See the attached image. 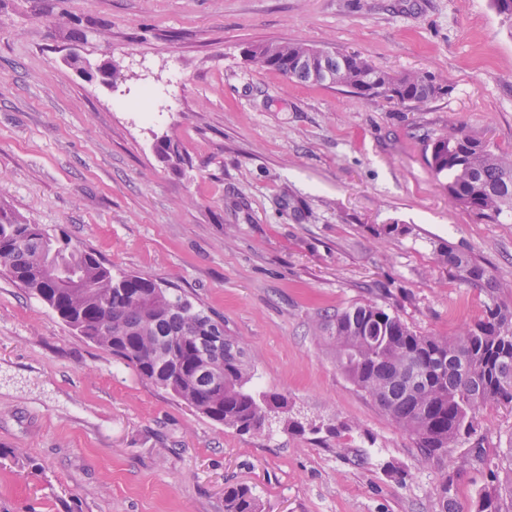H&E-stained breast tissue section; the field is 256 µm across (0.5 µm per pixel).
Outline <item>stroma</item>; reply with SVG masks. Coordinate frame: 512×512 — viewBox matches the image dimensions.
<instances>
[{"instance_id": "1", "label": "stroma", "mask_w": 512, "mask_h": 512, "mask_svg": "<svg viewBox=\"0 0 512 512\" xmlns=\"http://www.w3.org/2000/svg\"><path fill=\"white\" fill-rule=\"evenodd\" d=\"M283 41L423 70L451 91L408 108L249 64L248 47ZM147 87L149 120L130 106ZM454 122L512 152V28L490 0H0V206L190 296L246 348L257 390L319 428H224L0 272V512H224L235 484L262 512H439L443 465L470 512L490 475L469 443L419 462L320 328L371 301L454 335L488 297L434 263L447 246L512 306V219L476 220L427 163ZM161 139L180 168L158 157ZM386 224L409 232L377 237ZM478 422L501 457L512 409Z\"/></svg>"}]
</instances>
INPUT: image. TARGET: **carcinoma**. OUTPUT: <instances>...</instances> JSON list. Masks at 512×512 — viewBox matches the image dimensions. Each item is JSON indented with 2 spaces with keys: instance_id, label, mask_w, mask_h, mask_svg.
Here are the masks:
<instances>
[{
  "instance_id": "obj_1",
  "label": "carcinoma",
  "mask_w": 512,
  "mask_h": 512,
  "mask_svg": "<svg viewBox=\"0 0 512 512\" xmlns=\"http://www.w3.org/2000/svg\"><path fill=\"white\" fill-rule=\"evenodd\" d=\"M301 43L255 45L249 61L307 83L293 63L307 53ZM337 85L365 98H383L420 107L449 93V85L426 72L393 74L368 59L344 55ZM428 165L448 175V195L478 219L512 216V153L490 146L464 125L451 124L429 145ZM460 279L487 291L483 315L453 337L411 330L399 316L365 303L336 311L323 323L322 340L336 353V365L387 417L412 438L424 459H439L461 440L483 445L477 414L485 408H512V307L500 302L487 269L453 247L435 253ZM64 269L81 280L70 288L57 280ZM0 272L32 291L69 327L112 352L142 378L173 393L198 413L237 432L261 436L271 413L287 411L284 396L256 391L244 347L224 333L216 320L184 294L149 277L114 274L97 254L52 234L39 224L0 208ZM222 334L216 347L224 386L206 387L192 362L211 350L207 333ZM475 460L493 481L483 489L473 512H512V448L506 459ZM448 471L440 472L437 491L441 512L448 508ZM224 512H261L247 485L224 488Z\"/></svg>"
}]
</instances>
